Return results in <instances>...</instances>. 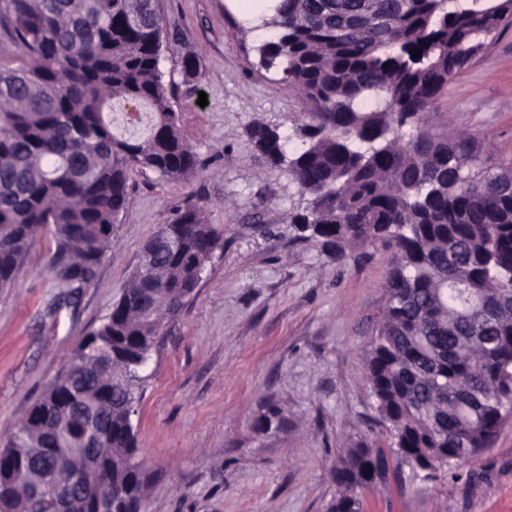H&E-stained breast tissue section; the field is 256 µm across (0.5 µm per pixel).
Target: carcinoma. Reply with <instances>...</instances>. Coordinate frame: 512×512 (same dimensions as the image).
Instances as JSON below:
<instances>
[{"label":"carcinoma","instance_id":"cac0c4a2","mask_svg":"<svg viewBox=\"0 0 512 512\" xmlns=\"http://www.w3.org/2000/svg\"><path fill=\"white\" fill-rule=\"evenodd\" d=\"M474 2L281 0L263 22L273 35L258 47L261 68L308 106L290 159L278 128L247 131L309 195L289 222L338 262L355 243L392 251L366 361L388 444L346 450L332 512H359L366 464L382 465L381 484L420 456L438 471L460 467L512 414V168L495 170L469 137L432 124L448 81L512 24V7L497 16ZM0 42L24 56L18 67L0 59V287L51 227L53 273L79 291L128 208L131 172L181 182L199 167L160 70L169 32L158 0H0ZM114 101L148 109L145 135L114 131ZM159 233L183 248L154 272L153 313L121 296L77 347L38 400L43 427L17 428L0 449V473L27 474L18 487L0 477V512H53L34 508L30 491L63 473L96 485L75 512H140L144 472L126 414L143 393L134 362L188 302L200 260L224 246V229L195 203Z\"/></svg>","mask_w":512,"mask_h":512}]
</instances>
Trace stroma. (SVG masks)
<instances>
[{
    "instance_id": "stroma-1",
    "label": "stroma",
    "mask_w": 512,
    "mask_h": 512,
    "mask_svg": "<svg viewBox=\"0 0 512 512\" xmlns=\"http://www.w3.org/2000/svg\"><path fill=\"white\" fill-rule=\"evenodd\" d=\"M225 0H160L172 35L160 68L200 160L170 183L133 172L130 201L94 280L68 298L56 241L40 235L13 286L0 288V448L108 314L145 243L185 201L224 228V246L153 356L133 425L146 473L141 512H331L346 449L385 440L365 379L391 253L382 244L336 262L289 216L306 197L253 150L247 129L278 127L302 148L303 105L259 65L260 41ZM200 66L196 90L181 59ZM206 106H199V96ZM440 120L482 158L512 165V27L448 85ZM362 512H512V416L496 443L435 479L371 485Z\"/></svg>"
}]
</instances>
